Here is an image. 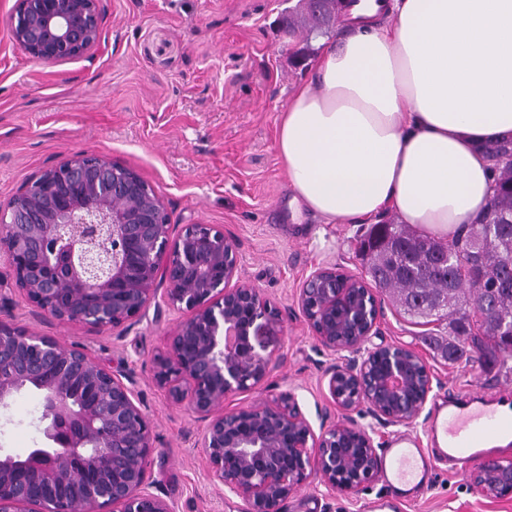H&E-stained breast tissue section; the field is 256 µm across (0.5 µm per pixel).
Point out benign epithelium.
<instances>
[{
  "mask_svg": "<svg viewBox=\"0 0 512 512\" xmlns=\"http://www.w3.org/2000/svg\"><path fill=\"white\" fill-rule=\"evenodd\" d=\"M100 0H15L10 40L31 59L77 58L99 39ZM26 299L54 319L96 329L137 319L167 283V305L189 312L154 362L170 400L205 422L209 478L243 502L242 512H284L311 477L355 493L377 469L365 430H320L290 392L250 409L233 396L277 367L269 351L281 310L237 275L236 241L211 224L171 235L162 199L132 167L78 154L29 179L0 206V245ZM361 278L318 267L298 304L328 350L349 353L326 371L328 395L345 415L368 406L384 425L414 421L432 391L418 383L405 347L366 348L379 303ZM26 388L43 396L47 441L24 457L0 452V512H174L149 491V421L122 376L83 349L64 347L0 320V408Z\"/></svg>",
  "mask_w": 512,
  "mask_h": 512,
  "instance_id": "benign-epithelium-1",
  "label": "benign epithelium"
}]
</instances>
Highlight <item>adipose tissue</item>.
<instances>
[{"label":"adipose tissue","instance_id":"1","mask_svg":"<svg viewBox=\"0 0 512 512\" xmlns=\"http://www.w3.org/2000/svg\"><path fill=\"white\" fill-rule=\"evenodd\" d=\"M512 141V0H377L326 39L282 111L290 205L327 224L394 211L448 236L494 191Z\"/></svg>","mask_w":512,"mask_h":512}]
</instances>
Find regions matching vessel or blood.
Listing matches in <instances>:
<instances>
[{"mask_svg":"<svg viewBox=\"0 0 512 512\" xmlns=\"http://www.w3.org/2000/svg\"><path fill=\"white\" fill-rule=\"evenodd\" d=\"M433 426L444 429V444L422 448L413 437L401 435L383 449L378 466L390 485L407 486L414 491L427 488L434 462L458 469L482 457L490 439L512 432V420L499 416L491 404H482L472 411L446 399L434 411Z\"/></svg>","mask_w":512,"mask_h":512,"instance_id":"obj_1","label":"vessel or blood"}]
</instances>
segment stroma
<instances>
[{
  "instance_id": "stroma-1",
  "label": "stroma",
  "mask_w": 512,
  "mask_h": 512,
  "mask_svg": "<svg viewBox=\"0 0 512 512\" xmlns=\"http://www.w3.org/2000/svg\"><path fill=\"white\" fill-rule=\"evenodd\" d=\"M14 0H0V204L40 171L77 154L105 155L135 168L165 202L174 232L189 224L223 228L237 242L240 279L283 314L272 346L279 368L232 406L248 409L293 393L313 427L341 420L327 398L324 371L342 361L321 346L297 296L315 268L355 276L365 269L358 242L368 223H294L288 175L277 150L281 113L313 81L319 35L289 32L288 0H103L97 44L57 63L30 59L10 41ZM370 347L419 352L438 380L431 400L512 391V358L451 365L425 342L447 336L445 322L407 321L388 292ZM153 299L139 321L93 329L58 321L30 305L0 256V320L67 346L121 372L151 422L152 490L175 512H239L214 486L200 442L202 424L155 381L156 356L186 319ZM41 394L28 389L0 410V450L26 456L45 446ZM477 464L449 473L436 464L428 489L402 501L383 475L355 494L332 493L310 478L285 512H512V499L477 495Z\"/></svg>"
}]
</instances>
